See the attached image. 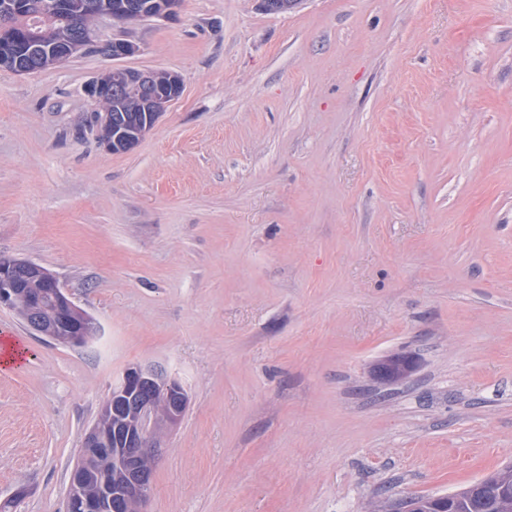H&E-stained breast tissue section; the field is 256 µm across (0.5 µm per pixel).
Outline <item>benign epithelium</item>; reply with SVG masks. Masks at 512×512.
<instances>
[{"instance_id": "1", "label": "benign epithelium", "mask_w": 512, "mask_h": 512, "mask_svg": "<svg viewBox=\"0 0 512 512\" xmlns=\"http://www.w3.org/2000/svg\"><path fill=\"white\" fill-rule=\"evenodd\" d=\"M181 0H149L145 4L115 3L112 6H89L79 0H47L39 15H68L92 9L93 20H108L121 26L129 13L138 10L141 19L171 18L177 14ZM22 9L0 10V39L21 41L17 35L16 12ZM95 50L114 60L131 56L137 46L123 37L102 41L85 28L49 46L45 52L34 45L27 51L28 60L11 56L0 57V67L18 74H31L56 63V58L71 59L78 53ZM87 97L102 104L93 116L100 141L112 153H125L136 147L155 126L169 105L182 93V80L173 72L139 71L113 67L93 77L85 87ZM129 93L139 97L144 118L133 126L112 124V105L124 101ZM36 279L39 288L31 296L28 322L36 331L54 341L84 345L96 335L93 320L69 298L57 278L47 269L29 262L0 256V307L17 308L19 284ZM51 292L55 310L50 329H44L42 319L33 310L40 304L43 289ZM413 361L399 357L381 367L380 378L395 381L412 368ZM189 395L181 382L166 368L155 364H136L123 370L112 383V391L103 402L97 421L86 431L83 446L71 472L65 512H110L113 491H118L132 512H145L151 495V471L162 454L161 435L181 422ZM454 495L424 496L420 504L428 512H447Z\"/></svg>"}]
</instances>
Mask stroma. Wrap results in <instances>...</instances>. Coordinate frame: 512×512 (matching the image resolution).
Wrapping results in <instances>:
<instances>
[{
	"label": "stroma",
	"instance_id": "obj_1",
	"mask_svg": "<svg viewBox=\"0 0 512 512\" xmlns=\"http://www.w3.org/2000/svg\"><path fill=\"white\" fill-rule=\"evenodd\" d=\"M99 34L183 93L114 154L83 91L111 58L0 69V255L97 326L0 309V506L64 512L136 363L189 394L148 512H368L511 464L512 0H182ZM32 278L38 281L41 288L26 286L35 289L30 305H40L42 288H46L51 292L55 306L49 330L44 329L42 319L35 310H28V322L33 329L54 341L71 345H84L95 337V323L72 302L57 278L47 269L29 261L0 256V307L17 309L20 300L19 284L24 279Z\"/></svg>",
	"mask_w": 512,
	"mask_h": 512
}]
</instances>
